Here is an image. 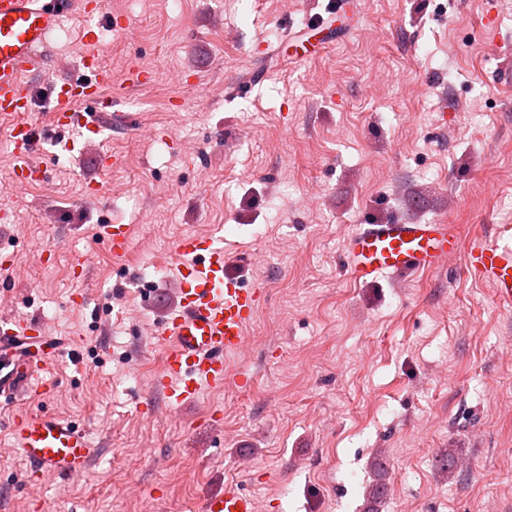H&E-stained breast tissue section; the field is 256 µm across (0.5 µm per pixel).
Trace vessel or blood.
I'll list each match as a JSON object with an SVG mask.
<instances>
[{"mask_svg": "<svg viewBox=\"0 0 512 512\" xmlns=\"http://www.w3.org/2000/svg\"><path fill=\"white\" fill-rule=\"evenodd\" d=\"M69 6L68 0H0V120L12 123L19 187L27 183L42 141L26 120L33 103L30 79L44 70L43 49ZM83 67L89 78L53 84V125L96 137L112 126V102L102 95L112 83V71L93 52L84 56ZM88 102L94 104V111H78V104ZM98 235L115 261L125 260L131 247L127 225H100ZM174 255L179 263L176 301L160 326L157 341L164 348V358L151 386L177 407L197 399L204 389H221L233 382L228 359L244 349L246 330L264 290L245 287L228 273L223 239L186 235L179 239ZM458 257L467 271L493 288L500 304H512L510 237L484 235L466 246L449 225L398 220L359 225L345 247L347 270L358 282L384 273L418 275ZM44 335L40 322L0 320V397L14 400L34 391L50 392V385L41 378L48 358L21 353L27 341ZM8 430L32 476L80 475L97 454L82 427L53 413L16 414ZM201 512H256V502L240 485L228 483L223 491L204 498Z\"/></svg>", "mask_w": 512, "mask_h": 512, "instance_id": "1", "label": "vessel or blood"}]
</instances>
